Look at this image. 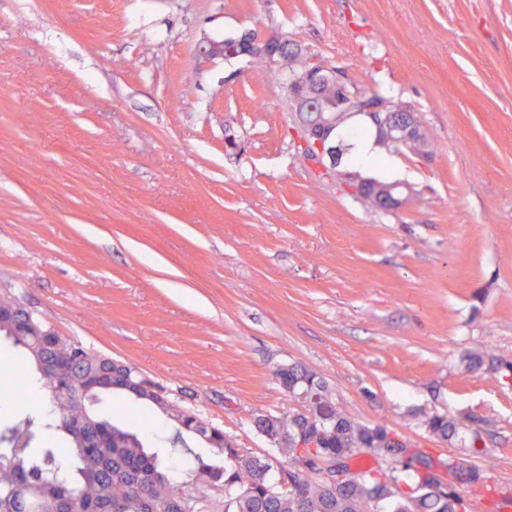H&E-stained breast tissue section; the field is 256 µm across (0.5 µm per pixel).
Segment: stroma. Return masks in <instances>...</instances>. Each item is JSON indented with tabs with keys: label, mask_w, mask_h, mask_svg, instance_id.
Wrapping results in <instances>:
<instances>
[{
	"label": "stroma",
	"mask_w": 512,
	"mask_h": 512,
	"mask_svg": "<svg viewBox=\"0 0 512 512\" xmlns=\"http://www.w3.org/2000/svg\"><path fill=\"white\" fill-rule=\"evenodd\" d=\"M257 27L414 108L438 152L380 155L410 207L311 168L273 72L197 52ZM4 290L254 454L295 364L435 458L418 416H482L512 485V382L467 367L512 361V0H0ZM340 185L343 191L356 195L355 197L362 203L375 209L377 206L380 210L384 211H395L402 209L410 204L413 197V192L410 188H404L400 185H392L386 188L385 191L377 193L373 192V185L368 182L359 181L353 186L349 185L348 183L340 182ZM399 188H402L404 192L400 191ZM366 195H372L374 197L376 206L372 198L360 197Z\"/></svg>",
	"instance_id": "stroma-1"
}]
</instances>
